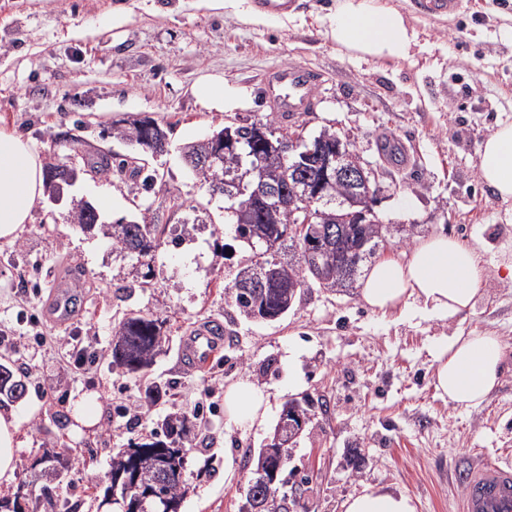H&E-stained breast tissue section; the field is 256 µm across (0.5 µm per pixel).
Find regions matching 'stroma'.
I'll return each mask as SVG.
<instances>
[{
    "instance_id": "35a3bbf8",
    "label": "stroma",
    "mask_w": 512,
    "mask_h": 512,
    "mask_svg": "<svg viewBox=\"0 0 512 512\" xmlns=\"http://www.w3.org/2000/svg\"><path fill=\"white\" fill-rule=\"evenodd\" d=\"M387 2L418 34L403 60L339 53L328 36L336 0H294L284 23H253L204 0H0V124L45 162L82 171L61 201L36 203L15 242H0V358L28 381L22 400L0 401L17 414L22 442L0 497L34 481L31 463L61 448L70 468L59 498L77 501L75 512H97L113 455L149 437L166 414L185 413L197 436L182 512H241L253 454L292 398L310 403L283 471L296 512H343L367 485L409 495L417 512H459L460 471L486 457L512 463V282L496 273L512 249V199L477 171L484 140L512 122V0H465L448 17L427 14L423 0ZM289 63L322 74L317 109L292 129L306 139L324 128L347 136L390 186L375 208L390 227L376 260L403 252L412 224L419 237L478 246L484 276L472 310L442 320L383 316L359 294L315 287L276 322L235 309L226 287L250 252L224 221L223 196L208 192L180 148L269 113L258 80ZM206 78L222 81L233 110L201 106L193 88ZM143 116L167 131V153L139 154L114 138L116 126ZM93 157L109 162L107 174L88 170ZM135 164L155 181L133 178ZM104 193L112 209L99 208ZM81 199L98 207L100 229L74 223ZM129 222L165 225L151 256L113 250L102 232ZM75 272L83 275L79 310L54 323L44 313L52 286ZM132 311L166 321L167 341L142 376L114 371L107 359L115 327ZM209 319L224 325L223 348L210 368L188 369L180 339ZM475 329L507 346L497 387L465 409L436 392L432 346ZM73 336L98 352L97 363L67 368ZM153 380L170 386L155 405L144 394ZM238 383L265 393L263 425L228 418L224 395ZM84 395L98 422L78 429L70 414Z\"/></svg>"
}]
</instances>
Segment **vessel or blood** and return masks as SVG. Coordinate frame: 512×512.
Here are the masks:
<instances>
[{
  "label": "vessel or blood",
  "mask_w": 512,
  "mask_h": 512,
  "mask_svg": "<svg viewBox=\"0 0 512 512\" xmlns=\"http://www.w3.org/2000/svg\"><path fill=\"white\" fill-rule=\"evenodd\" d=\"M320 73L310 67L291 64L268 70L260 81L268 95L271 108L285 121H293L305 112L313 111L319 102L316 88ZM55 299L47 312L58 322L69 321L72 315L71 293L60 287L54 291ZM222 326L210 322L182 338L179 354L195 368H207L219 354ZM464 496L462 512H512V466L487 459L469 467L461 475Z\"/></svg>",
  "instance_id": "vessel-or-blood-1"
}]
</instances>
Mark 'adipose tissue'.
I'll return each instance as SVG.
<instances>
[{
  "mask_svg": "<svg viewBox=\"0 0 512 512\" xmlns=\"http://www.w3.org/2000/svg\"><path fill=\"white\" fill-rule=\"evenodd\" d=\"M329 36L338 50L374 60H400L417 43L404 14L385 0H336ZM481 180L502 199L512 198V122L498 124L478 158ZM45 166L27 139L0 127V241L9 243L32 220L35 203L46 192ZM482 270L477 249L443 234L421 239L400 257L376 263L363 280L361 299L381 313L399 311L408 318H451L471 310L480 291ZM504 353L498 337L478 331L455 335L434 349L433 384L459 406L485 401L499 381ZM224 408L234 422L260 425L267 398L251 384L229 388ZM19 421L0 412V484L11 482L20 447ZM344 512H416L400 491L368 486L350 497Z\"/></svg>",
  "mask_w": 512,
  "mask_h": 512,
  "instance_id": "ef3b65f1",
  "label": "adipose tissue"
}]
</instances>
